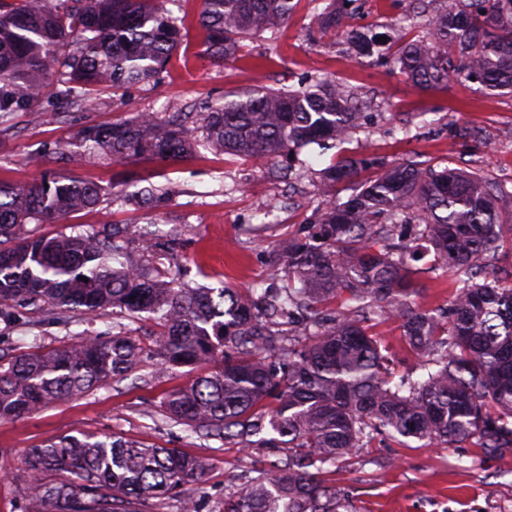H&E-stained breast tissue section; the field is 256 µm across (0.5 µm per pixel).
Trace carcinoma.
Returning a JSON list of instances; mask_svg holds the SVG:
<instances>
[{
  "instance_id": "obj_1",
  "label": "carcinoma",
  "mask_w": 512,
  "mask_h": 512,
  "mask_svg": "<svg viewBox=\"0 0 512 512\" xmlns=\"http://www.w3.org/2000/svg\"><path fill=\"white\" fill-rule=\"evenodd\" d=\"M356 0H331L309 36L339 37L357 57L394 49L399 69L421 88L450 79L512 91V0L416 2L424 35L382 39L351 22ZM294 0H203L197 23L205 53L224 60L257 33L275 36ZM184 20L163 0H0V113L36 112L46 88L65 105L107 89L157 79L184 42ZM349 87L320 78L297 90L263 87L224 96L205 112H137L79 131L83 151L115 164L178 162L198 148L279 158L309 144L342 148L365 125ZM448 137L477 142L481 130L448 123ZM373 171L344 202L326 201L313 221L274 245L263 288H189L180 272L154 278L145 263L173 249L129 224L55 237L19 234L61 223L102 201L94 183L53 177L0 181V317L42 309L56 322L120 309L153 326L145 339L123 331L41 346L0 363V421L126 380L144 359L150 378L174 367H210L168 391L162 412L203 439L233 442L254 456V476L224 490L219 512H355L328 467L344 468L380 440L437 448L512 449V288L499 287L495 260L512 251V196L477 172L405 159L344 158L324 184ZM168 201L163 185L132 193ZM433 255L436 266L418 262ZM453 276L443 310L417 306V278ZM399 323L417 379H395L380 326ZM274 456L276 460L268 461ZM23 512H146L177 498L201 512L186 486L203 462L177 448L115 434L63 436L25 451Z\"/></svg>"
}]
</instances>
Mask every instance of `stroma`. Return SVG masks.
<instances>
[{
	"label": "stroma",
	"instance_id": "35a3bbf8",
	"mask_svg": "<svg viewBox=\"0 0 512 512\" xmlns=\"http://www.w3.org/2000/svg\"><path fill=\"white\" fill-rule=\"evenodd\" d=\"M327 3L299 0L277 40L256 36L246 41L243 57L218 62L202 51L196 25L201 0H177L172 11L186 19L189 34L162 79L106 91L86 106L69 109L51 92L38 115L24 110L0 115V180L33 183L62 174L106 190L94 210L73 214L59 224L25 225V233L52 237L112 223L131 224L139 232H165L179 225L185 230L184 244L173 261L188 270L190 286L217 288L225 283L251 288L267 274L270 247L305 223L326 197L343 201L349 196L347 185L329 187L317 178L318 171L339 156L441 161L480 172L494 184L512 180V92L457 80L423 90L393 62L345 56L335 40L311 42L305 27L312 9ZM357 6L355 24L383 34L412 14L411 0H358ZM320 77L349 82L368 99L375 118L366 131L345 143L343 151L305 148L299 155L300 167L287 179L274 177L273 160L202 148L172 165L140 160L115 166L100 157L48 165L38 160L49 148L68 155L76 152L77 133L85 126L109 124L136 112H175L187 105L200 112L230 91L297 88ZM450 120L481 127L482 141L449 139ZM140 178L170 185L171 201L151 211L115 199L123 181ZM111 331L108 310L76 316L67 324L43 321L31 310L16 322L0 320V355L10 358L29 351L35 337L41 346L52 348L82 335ZM192 375L191 368H176L164 379L144 385L134 373L89 395L16 421H0V512H22L26 448L79 433H114L203 457L205 476L189 492L200 499L201 512H212L225 486L237 483L251 469L252 459L235 444L206 441L184 426L164 421L159 407L162 392L185 384ZM334 479L357 512H512V451L469 445L377 446L362 449L354 469L335 474Z\"/></svg>",
	"mask_w": 512,
	"mask_h": 512
}]
</instances>
